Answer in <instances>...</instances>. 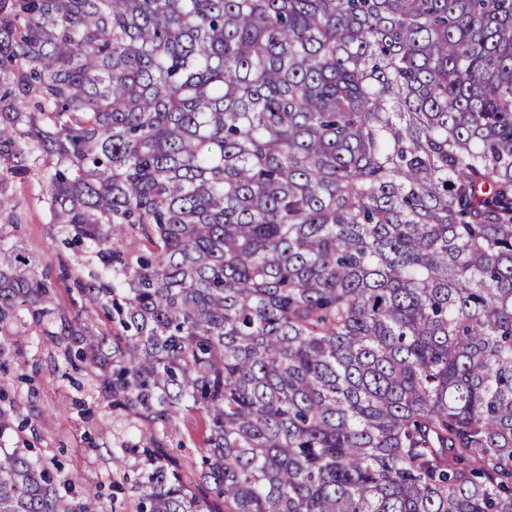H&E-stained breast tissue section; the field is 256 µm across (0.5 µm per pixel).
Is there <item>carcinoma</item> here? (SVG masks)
I'll return each instance as SVG.
<instances>
[{"mask_svg":"<svg viewBox=\"0 0 512 512\" xmlns=\"http://www.w3.org/2000/svg\"><path fill=\"white\" fill-rule=\"evenodd\" d=\"M138 426L136 512H512V0H0V228ZM209 426L196 492L167 442ZM0 512H98L1 442ZM48 188L45 180L30 175L17 179L12 184L13 195L17 210L20 213L17 230L11 227L2 230V237L7 243L19 242L27 251L37 256L43 265H50L55 281L56 300L69 304L71 293L69 287L76 275V269L70 260L77 249H65L55 234L53 224H50V214L42 202ZM69 268V277H61L62 266Z\"/></svg>","mask_w":512,"mask_h":512,"instance_id":"carcinoma-1","label":"carcinoma"}]
</instances>
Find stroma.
I'll list each match as a JSON object with an SVG mask.
<instances>
[{
  "mask_svg": "<svg viewBox=\"0 0 512 512\" xmlns=\"http://www.w3.org/2000/svg\"><path fill=\"white\" fill-rule=\"evenodd\" d=\"M45 180L28 176L15 180L11 193L20 214L18 228L0 230V237L19 243L50 265L58 302L69 303L70 278L61 270L73 258L55 233L43 204ZM50 344L33 336L0 337V391L13 403L19 417L31 418L34 428L13 432L5 439L9 448L31 447L61 479L75 487L98 490L102 512H134L131 487L116 489L119 477L112 456L121 442L138 437L106 400L89 385Z\"/></svg>",
  "mask_w": 512,
  "mask_h": 512,
  "instance_id": "stroma-1",
  "label": "stroma"
}]
</instances>
